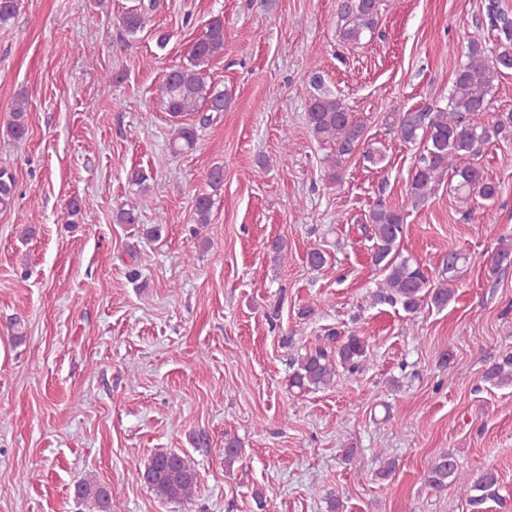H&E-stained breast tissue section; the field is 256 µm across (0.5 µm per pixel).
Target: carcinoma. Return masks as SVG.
Segmentation results:
<instances>
[{
  "label": "carcinoma",
  "mask_w": 512,
  "mask_h": 512,
  "mask_svg": "<svg viewBox=\"0 0 512 512\" xmlns=\"http://www.w3.org/2000/svg\"><path fill=\"white\" fill-rule=\"evenodd\" d=\"M156 7V0H140L136 8L122 17L126 31L135 34L146 24L147 15ZM491 30L496 32L494 59H488L487 49L477 43L471 45L469 62L455 74L448 105L434 112L406 111L398 115L397 132L405 142L421 138L426 141L423 152L414 163L410 196L422 200L432 194L436 184L450 172L457 179L455 190L485 200L493 199L499 190L496 183L487 180L481 169L470 161L485 142L495 138H512V116L498 121L491 127L475 122V116L487 111L491 104V92L497 74L512 69V16L499 9L495 3L487 6ZM340 13L351 18L339 30L344 42H358L377 27L378 0H346L340 4ZM224 49V21L213 18L205 34L191 49V67L170 70L161 87L165 110L173 117L205 110L222 112L226 106L224 92L208 85L206 65ZM27 105L24 98L17 99L12 111L8 132L15 139L27 133ZM306 119L313 135L336 145L327 178L331 182L340 179L337 173L342 162L360 145L364 136L361 125L356 123L343 101L327 93L310 99ZM196 130L191 125L174 128L171 138L172 152L177 154L191 149L196 143ZM14 178L0 169V204H8L13 194ZM212 199L206 194L195 200L198 223H209ZM404 214L401 208L379 205L368 216V223L359 230L362 237L372 242V262L383 266L387 275L375 295L379 304L401 307L407 313L415 312L426 297L431 303L443 308L448 305L452 293L446 288H433L429 277L418 266L408 261H397L393 251L403 232ZM366 341L355 334L339 340L335 332L326 336V342L315 350L294 361L296 369L288 380L290 389L306 391L311 387H328L336 381V366L353 375L360 369L366 355ZM485 381L494 384L512 383V357L489 366L483 375ZM460 478L456 458L451 454L440 456L427 474V482L442 489L448 482ZM144 479L162 499L181 500L192 496L198 484L197 472L177 452L155 455L144 471ZM497 477L485 472L470 491V502L476 507L496 496ZM75 496L92 503L95 512H112V498L104 487L85 479L75 483Z\"/></svg>",
  "instance_id": "obj_1"
}]
</instances>
